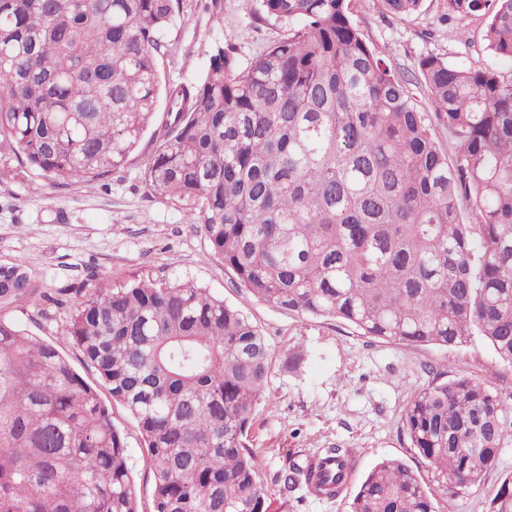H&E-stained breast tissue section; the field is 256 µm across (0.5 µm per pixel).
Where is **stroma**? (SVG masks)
<instances>
[{"label":"stroma","instance_id":"35a3bbf8","mask_svg":"<svg viewBox=\"0 0 512 512\" xmlns=\"http://www.w3.org/2000/svg\"><path fill=\"white\" fill-rule=\"evenodd\" d=\"M257 4L223 0L217 16L210 0H180L179 17L159 59L162 84L198 79L215 42L232 45L246 63L280 38L279 25L254 20ZM352 19L366 42L401 75L413 74L428 54L461 68L490 59L483 41L485 20L450 17L446 0H423L419 12L408 18L386 12L381 0H353ZM155 145L154 131H147L123 168L92 184L65 186L0 154V166L10 171L0 181V265L23 261L41 290L31 301L6 310V318L55 344L92 383L93 369L64 334L74 305L135 276L206 288L241 310L271 348L268 382L247 438L262 459L259 481L266 490L267 512H349L366 474L385 459L405 462L435 489L437 512H487L502 480L512 474V441L481 485L446 492L411 447L401 414L415 390L428 383L426 369L432 366L445 380L469 376L484 383L512 419V366L478 338L454 348L384 342L359 335L343 322L303 316L255 298L209 254L183 204L145 184L143 171ZM111 417L127 442L139 512H152L151 470L139 432L123 407L112 404ZM328 448L344 449L357 459L338 496L285 489L290 462L306 461Z\"/></svg>","mask_w":512,"mask_h":512}]
</instances>
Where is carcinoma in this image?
<instances>
[{"instance_id": "1", "label": "carcinoma", "mask_w": 512, "mask_h": 512, "mask_svg": "<svg viewBox=\"0 0 512 512\" xmlns=\"http://www.w3.org/2000/svg\"><path fill=\"white\" fill-rule=\"evenodd\" d=\"M422 0H382L406 18ZM485 16L512 61V0H447ZM180 0H0V151L56 184L124 167L166 110L144 179L186 206L211 255L254 297L413 346L478 336L512 365V70L430 54L428 113L362 37L350 0H259L284 27L249 63L215 43L197 81L162 87L158 59ZM38 285L0 268V309ZM135 422L152 512H267L246 446L271 349L237 308L195 284L134 278L83 301L65 328ZM401 422L445 490L480 485L512 423L465 376L419 388ZM328 448L284 477L336 495ZM415 471L384 459L349 512H436ZM0 512H137L124 434L60 350L0 317ZM487 512H512V476Z\"/></svg>"}]
</instances>
